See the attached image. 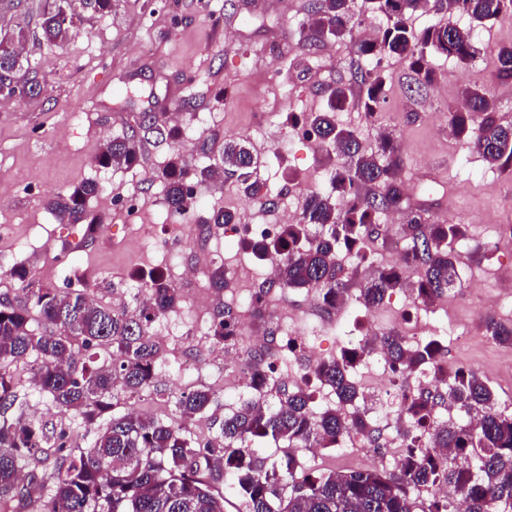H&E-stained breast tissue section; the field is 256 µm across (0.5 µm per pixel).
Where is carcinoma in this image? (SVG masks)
Masks as SVG:
<instances>
[{
    "mask_svg": "<svg viewBox=\"0 0 512 512\" xmlns=\"http://www.w3.org/2000/svg\"><path fill=\"white\" fill-rule=\"evenodd\" d=\"M372 9L387 18V26L374 40L358 37L365 18L352 12L351 0H309L303 29L308 40H351L364 61L356 77L360 87L358 106L363 112H379L386 103L389 74L383 61L397 58L408 64L420 88L437 80L433 56L461 63L474 59L477 47L472 30L456 24L414 28L409 13L417 10L458 12L478 23L512 12V0H370ZM60 0H46L41 17L42 37L48 45L67 40L77 26L62 27ZM16 65V83L9 92L27 93L30 69L19 55L0 47V58ZM494 75L498 83L512 82V45L502 46ZM352 103V90L338 82L327 108L309 114L306 125L328 145L336 157L332 192L309 196L301 219L284 224L279 237L254 246L255 251L276 261L277 283L282 288L314 289L331 304L345 290V268L336 263V251L365 241L386 239L388 225L381 215L409 210L398 179L402 165L392 136L383 135L374 151L362 150L355 132L336 126V111ZM455 137L490 164L512 168V124L501 121L488 86L466 87L452 112ZM182 132L153 112L142 113L138 132L106 140L96 162L101 167L138 164L140 141L180 143ZM260 160L245 144L224 141L217 163L190 169L183 153L175 149L163 168L165 199L169 209L186 213L196 205V187L221 175L235 176L255 194L251 180ZM377 186L378 193L367 191ZM100 192L91 179L54 195L48 209L62 223L86 225L87 239L94 240L103 219L87 209ZM396 234L407 247L409 273L420 279L418 299L431 301L456 287L460 274L453 245L465 240L464 224H429L424 214L410 210L407 223ZM10 276L24 284L22 305L0 299V504L27 500L31 512H225L227 498L216 486L230 475V492L243 504V512H455L454 501L420 493L438 483L450 486L465 512H512V414L498 409V399L488 383L473 370L448 377L434 372L437 350L431 344H414L389 331L379 340L393 368L414 374L435 375V392L423 391L407 407L409 427L417 430L431 414V400L438 397L456 406L465 420L445 425L436 433L440 448H455L459 455L440 465L427 457L408 434L406 452L397 470L376 468L328 474L306 472L294 448H334L350 432L375 436L374 422L357 405L360 392L355 371L363 356L372 352L343 351L324 360L316 370L338 403L354 408L345 417L334 408L316 412L311 396L297 386L284 394L274 408L261 412L251 401L224 415L219 434L204 445L188 438L183 425L130 413L116 414L117 395H140L156 375L159 348L150 334L156 318L173 309L177 288L163 272H138L145 280L152 302L138 311L118 313L86 297V289L61 290L28 280L25 266ZM406 274L386 267L370 269L366 288L357 300L366 308L380 306L389 294L403 286ZM37 317H32L31 312ZM38 321L41 326L34 327ZM237 322L229 309L220 308L208 328L220 344ZM104 350L109 359L101 364L77 366L80 351ZM32 359L33 384L48 395L62 412L81 417L96 429V438L79 455L67 453L65 442L53 444L59 471L53 492L36 500L34 489L43 485L44 474L31 463L45 453L44 429L14 415L18 401L10 366ZM215 393L206 387L183 392L176 406L183 420L205 414ZM271 442L285 449L267 464L257 456L258 447Z\"/></svg>",
    "mask_w": 512,
    "mask_h": 512,
    "instance_id": "obj_1",
    "label": "carcinoma"
}]
</instances>
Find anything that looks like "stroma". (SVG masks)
<instances>
[{
  "label": "stroma",
  "mask_w": 512,
  "mask_h": 512,
  "mask_svg": "<svg viewBox=\"0 0 512 512\" xmlns=\"http://www.w3.org/2000/svg\"><path fill=\"white\" fill-rule=\"evenodd\" d=\"M308 0H112L109 12H98L93 0H69L80 21V35L46 45L40 34L43 0H0V34L23 33L21 60L37 73L39 90L0 108V294L24 303L20 282L9 275L23 265L33 281L66 288L86 275L101 303L128 309L135 305L139 282L134 270L163 269L180 294L174 316L197 324L194 344L161 342L158 369L165 373L147 392L120 397L117 412L175 421V401L186 384L177 369L184 352L196 354L203 368L198 387L210 388L215 402L186 425L189 436L206 442L219 431L224 415L254 391L225 388L221 347L208 336L215 307L200 308L197 298L211 285V268L184 281L180 269L159 249L176 224H204L213 210L229 209L248 223L271 222L287 209H302L310 190H331L332 160L325 148L300 139L297 118L325 106L336 82H352L361 60L353 42L327 40L309 44L302 23ZM479 53L468 63L435 58L437 81L415 92L408 66L385 60L390 74L385 119L372 124L356 105L337 112L336 122L355 130L363 149L374 148L384 130H392L403 158L399 179L411 208L424 210L432 224H463L457 294L463 305L429 309L426 321L437 332H450L449 359L463 361L491 386L499 407L512 413V346L494 341L489 320L512 325V298H501L494 317L481 316L485 296L496 294L501 280L512 279V245L492 249L496 222L505 219L503 204L512 199V171L486 163L460 140L449 138V111L464 87L493 83L497 110L512 122V83H494L501 46L512 44V13L492 24L473 27ZM153 112L183 115L189 133L183 153L190 165L204 166L224 150L226 140L246 142L263 159L260 178L275 206L248 195L234 177L220 185L197 188L190 212L169 210L162 191L169 142L147 143L139 165L99 167L95 157L108 138L130 132L135 115ZM92 179L102 191L88 209L104 224L92 243L86 227L60 223L46 207L48 198ZM190 242L226 258L234 278L225 280L223 297L238 294L234 312L252 332L267 335L276 314L307 318V290L271 288V317L247 304L257 275L250 254L224 244L223 228ZM412 288L397 289L372 314L356 309L343 326L317 339L324 359L345 348L347 334L376 321L382 330L393 320ZM13 373L18 381L17 410L64 433L71 452L90 447L93 430L81 418L56 411L31 381L26 363Z\"/></svg>",
  "instance_id": "35a3bbf8"
}]
</instances>
